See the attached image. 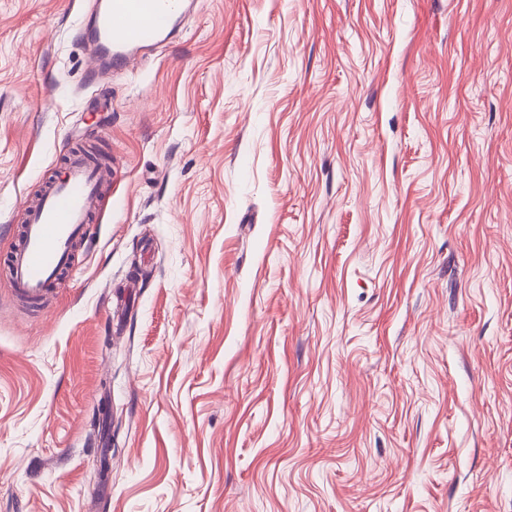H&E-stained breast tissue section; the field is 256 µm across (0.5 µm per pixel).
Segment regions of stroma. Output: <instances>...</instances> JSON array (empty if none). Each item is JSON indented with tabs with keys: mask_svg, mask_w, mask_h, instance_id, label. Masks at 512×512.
I'll use <instances>...</instances> for the list:
<instances>
[{
	"mask_svg": "<svg viewBox=\"0 0 512 512\" xmlns=\"http://www.w3.org/2000/svg\"><path fill=\"white\" fill-rule=\"evenodd\" d=\"M88 6L0 0V512H512V0H196L95 111ZM112 171L72 154L38 202L10 255L8 284L28 305L43 306L56 294L74 250L90 237L92 217Z\"/></svg>",
	"mask_w": 512,
	"mask_h": 512,
	"instance_id": "obj_1",
	"label": "stroma"
}]
</instances>
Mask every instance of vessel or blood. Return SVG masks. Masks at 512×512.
Segmentation results:
<instances>
[{"label":"vessel or blood","mask_w":512,"mask_h":512,"mask_svg":"<svg viewBox=\"0 0 512 512\" xmlns=\"http://www.w3.org/2000/svg\"><path fill=\"white\" fill-rule=\"evenodd\" d=\"M193 0H92L87 25L76 35L91 46L86 78L99 85L116 70L168 41ZM112 173L85 155H70L64 170L27 210L20 240L10 255L8 284L28 305L56 294L74 250L90 237L92 217Z\"/></svg>","instance_id":"b4317fda"}]
</instances>
